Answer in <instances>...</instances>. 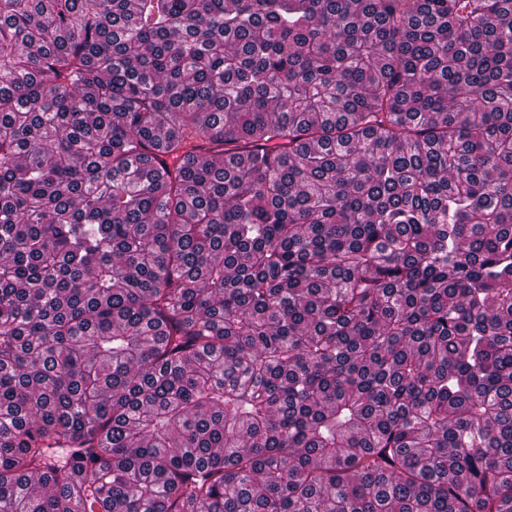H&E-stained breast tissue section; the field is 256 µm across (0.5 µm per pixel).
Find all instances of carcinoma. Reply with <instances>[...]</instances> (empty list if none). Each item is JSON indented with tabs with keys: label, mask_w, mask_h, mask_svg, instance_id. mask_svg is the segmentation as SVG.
Returning <instances> with one entry per match:
<instances>
[{
	"label": "carcinoma",
	"mask_w": 512,
	"mask_h": 512,
	"mask_svg": "<svg viewBox=\"0 0 512 512\" xmlns=\"http://www.w3.org/2000/svg\"><path fill=\"white\" fill-rule=\"evenodd\" d=\"M0 512H512V0H0Z\"/></svg>",
	"instance_id": "obj_1"
}]
</instances>
